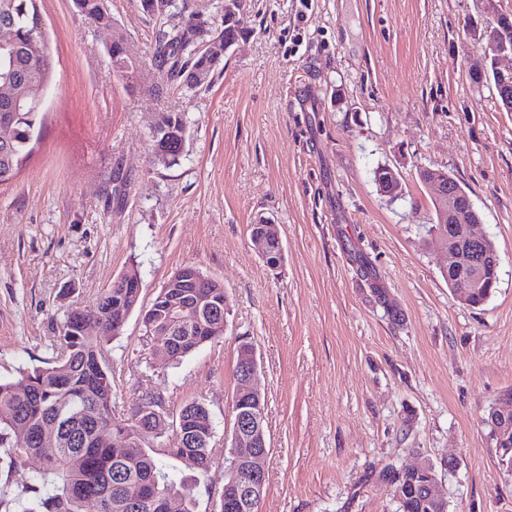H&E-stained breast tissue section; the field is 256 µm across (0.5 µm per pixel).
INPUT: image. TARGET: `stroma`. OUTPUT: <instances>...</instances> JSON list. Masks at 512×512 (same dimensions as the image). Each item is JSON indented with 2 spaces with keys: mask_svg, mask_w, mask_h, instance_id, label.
Listing matches in <instances>:
<instances>
[{
  "mask_svg": "<svg viewBox=\"0 0 512 512\" xmlns=\"http://www.w3.org/2000/svg\"><path fill=\"white\" fill-rule=\"evenodd\" d=\"M106 2L141 61L130 82L73 0L41 7L57 78L34 154L0 186V379L42 366L69 312L126 270L146 305L193 264L224 283L223 339L176 365L131 314L108 344L117 414L145 393L170 414L197 399L224 448L247 340L270 443L261 512H397L380 472L425 458L448 512H512V467L484 422L512 390V112L469 79L482 0H247L245 39L189 92L150 57L158 19ZM194 12L220 27L221 0H175L161 20L182 29ZM170 111L189 139L169 168L150 132ZM380 166L401 197L379 194ZM425 166L466 189L497 245L481 307L453 298L425 233ZM260 222L282 241L278 269L251 240ZM163 468L196 477L195 512H215L223 466Z\"/></svg>",
  "mask_w": 512,
  "mask_h": 512,
  "instance_id": "35a3bbf8",
  "label": "stroma"
}]
</instances>
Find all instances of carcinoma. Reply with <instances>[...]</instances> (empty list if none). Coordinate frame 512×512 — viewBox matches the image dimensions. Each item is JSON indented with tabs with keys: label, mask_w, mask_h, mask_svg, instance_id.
I'll return each instance as SVG.
<instances>
[{
	"label": "carcinoma",
	"mask_w": 512,
	"mask_h": 512,
	"mask_svg": "<svg viewBox=\"0 0 512 512\" xmlns=\"http://www.w3.org/2000/svg\"><path fill=\"white\" fill-rule=\"evenodd\" d=\"M41 4L42 0H0V28L7 27L12 33L8 45L0 47V185L14 179L40 139L42 111L32 106L31 95L54 79L52 48L42 24ZM74 4L95 26L104 30L112 27L105 0H74ZM243 36L228 19L222 21L217 32L193 21L183 29L161 26L154 35L152 60L164 82L193 90L198 87L195 72L210 74L219 65V60L197 53L196 44L215 37ZM106 49L112 72L132 80L138 59L130 53L127 42H113ZM184 124L182 113L171 112L165 126L151 133L152 143L166 144L157 164H179L183 155L179 133ZM114 291L124 296L126 312L140 307L141 289H105L90 307L92 317L101 324L100 334L79 335L78 320L83 311L73 310L61 325L58 342L45 366L23 371L12 380H0V449L15 467L25 466L34 458L41 461L39 483L22 490L33 498L23 512H83L90 501L97 504L99 512H194L195 486L170 477L162 458L181 459L187 468L204 474L208 469L198 468V461H213L214 448H151L153 436L146 433L124 438L140 406L160 402L150 394L132 405L123 422L112 417L115 393L106 356L117 320L112 314ZM189 292L221 303L227 299L224 283L214 278ZM223 312L222 306L214 309L211 319L215 329L199 336L194 335L197 325L193 319L172 323L175 338L181 340L170 353L172 362L178 364L202 345L222 338L224 330L217 318ZM57 415L61 416L55 434L57 448L48 454L42 446V429ZM177 418L187 431L199 427L211 415L202 401L193 399L181 406ZM103 429L114 433L112 441L99 439ZM117 442L124 447H115ZM117 473L123 481L141 487L137 506L127 504L122 480L115 479ZM380 479L403 497L400 512H448L446 502L424 493V477L416 471L402 472L391 465L380 473Z\"/></svg>",
	"instance_id": "cac0c4a2"
}]
</instances>
